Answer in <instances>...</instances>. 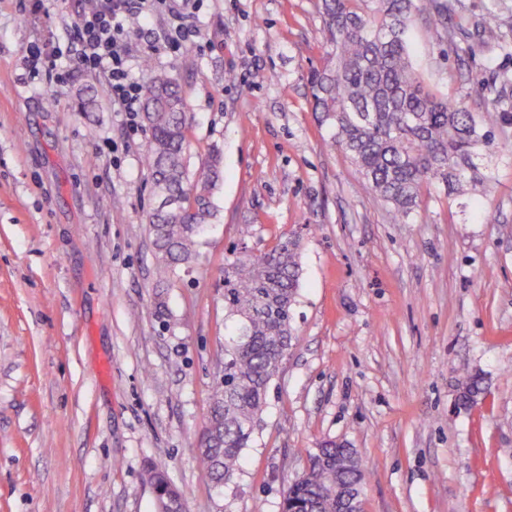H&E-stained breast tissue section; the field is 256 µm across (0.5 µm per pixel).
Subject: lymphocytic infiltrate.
Segmentation results:
<instances>
[{
    "instance_id": "f902f5d3",
    "label": "lymphocytic infiltrate",
    "mask_w": 512,
    "mask_h": 512,
    "mask_svg": "<svg viewBox=\"0 0 512 512\" xmlns=\"http://www.w3.org/2000/svg\"><path fill=\"white\" fill-rule=\"evenodd\" d=\"M167 0H95L83 10L65 46H32L25 59L27 69L54 70L65 82L69 69L104 75L113 106L136 125L142 110L143 88L132 75L133 54L129 21L146 22L162 11Z\"/></svg>"
}]
</instances>
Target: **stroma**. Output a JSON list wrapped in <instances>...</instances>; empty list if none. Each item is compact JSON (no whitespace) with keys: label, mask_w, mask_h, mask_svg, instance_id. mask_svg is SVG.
<instances>
[{"label":"stroma","mask_w":512,"mask_h":512,"mask_svg":"<svg viewBox=\"0 0 512 512\" xmlns=\"http://www.w3.org/2000/svg\"><path fill=\"white\" fill-rule=\"evenodd\" d=\"M440 40L411 27L431 86L486 112L512 94V0H459ZM85 0H0V512H156L163 470L185 512H281L310 457L357 453L362 512H512V121L472 199L431 186L394 223L312 110L320 0H176L197 44L151 64L187 110L185 160L223 155L199 259L158 281L142 156L106 80L27 74ZM496 10L504 50L476 28ZM492 219H485L484 211ZM300 242L294 342L233 482L197 448L224 367V262ZM486 393L455 406L456 380ZM483 377L480 374L467 373L460 381L458 394L459 409H470L478 403L481 396L485 393L483 387Z\"/></svg>","instance_id":"stroma-1"}]
</instances>
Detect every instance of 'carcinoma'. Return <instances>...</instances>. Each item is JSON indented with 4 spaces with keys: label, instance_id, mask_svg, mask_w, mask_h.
I'll use <instances>...</instances> for the list:
<instances>
[{
    "label": "carcinoma",
    "instance_id": "1",
    "mask_svg": "<svg viewBox=\"0 0 512 512\" xmlns=\"http://www.w3.org/2000/svg\"><path fill=\"white\" fill-rule=\"evenodd\" d=\"M452 11L450 0H321L324 63L308 78L314 108L330 132L328 146L351 157L364 187L388 206L394 220L415 212L432 185H443L457 198L468 195L485 178L480 161L482 153L496 148L494 127L512 118L495 88H485L491 110L477 116L463 101L427 84L414 66L411 22L420 18L436 36H449ZM477 28L487 48L502 47L496 13L488 12ZM144 98L149 138L143 164L153 194L181 200L178 210L156 207L148 216L157 272L165 279L175 266L197 257L199 238L215 215L223 162L215 152L189 176L186 105L167 72L147 67ZM299 258L298 241L288 240L259 256L233 253L225 260L224 309L231 326L199 448L216 483L232 481L241 470L273 368L283 346L292 344ZM484 393L483 377L466 374L458 388L460 408L473 407ZM345 458L334 444L314 454L308 475L288 488L282 512H336V501L361 494V468L346 467ZM149 481L163 492L161 501L181 497L164 472L150 471Z\"/></svg>",
    "mask_w": 512,
    "mask_h": 512
}]
</instances>
